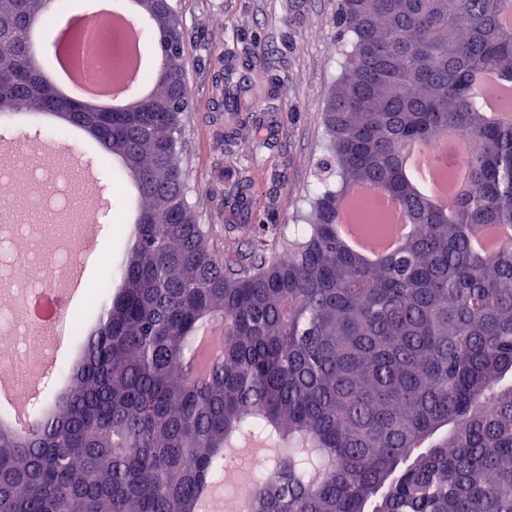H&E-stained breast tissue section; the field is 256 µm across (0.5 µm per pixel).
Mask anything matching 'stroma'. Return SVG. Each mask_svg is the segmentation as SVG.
I'll return each instance as SVG.
<instances>
[{"instance_id":"1","label":"stroma","mask_w":512,"mask_h":512,"mask_svg":"<svg viewBox=\"0 0 512 512\" xmlns=\"http://www.w3.org/2000/svg\"><path fill=\"white\" fill-rule=\"evenodd\" d=\"M339 0H177L190 47L185 71L190 106L182 135V167L193 188L192 200L200 223L215 225L218 246L257 258L279 249L280 236L292 232L309 213L308 199L328 181L325 168V132L322 114L340 72L343 43L336 28ZM254 60L260 67L258 93L243 105L248 122L232 119L218 104L215 80L224 69ZM70 125L44 115L42 137L59 140L62 152L52 160L49 190L65 185L68 155L77 154ZM270 142L260 162H253L255 136ZM250 168L259 209L257 218L277 224L279 237L268 238L257 250L249 234L233 230L224 208L243 168ZM108 186L111 207L102 213L100 239L111 247L107 272L85 277L84 294L95 292L103 278L118 279L127 236L117 234V222L129 211V197L119 186L130 185L120 161L98 165ZM83 338L69 350L55 352L56 364L44 381L30 416L42 415L65 389L63 376L72 371L83 353Z\"/></svg>"}]
</instances>
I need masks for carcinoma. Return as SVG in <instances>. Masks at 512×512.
Listing matches in <instances>:
<instances>
[{"label":"carcinoma","instance_id":"cac0c4a2","mask_svg":"<svg viewBox=\"0 0 512 512\" xmlns=\"http://www.w3.org/2000/svg\"><path fill=\"white\" fill-rule=\"evenodd\" d=\"M52 0H0V115L62 112L138 190L135 243L54 409L0 427V512H202L227 448L275 443L247 512H512V125L473 95L512 81V0H341L347 36L323 113L340 188L253 264L224 260L179 162L188 44L174 3L148 18L165 51L139 107L86 112L34 59ZM225 110L238 80L222 73ZM470 145L448 205L403 167L413 140ZM385 189L416 233L376 263L337 235L359 186ZM221 336L206 370L198 338ZM512 238V225L493 224L485 228L476 241V247L487 254L496 252L498 247Z\"/></svg>","mask_w":512,"mask_h":512}]
</instances>
